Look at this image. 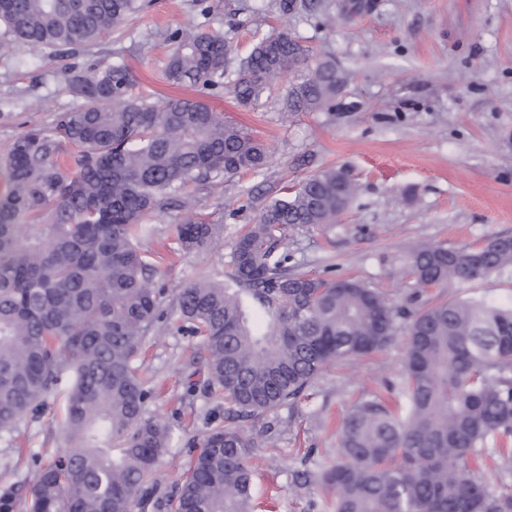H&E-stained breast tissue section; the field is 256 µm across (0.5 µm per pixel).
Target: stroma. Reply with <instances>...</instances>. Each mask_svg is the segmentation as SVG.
<instances>
[{
    "label": "stroma",
    "instance_id": "stroma-1",
    "mask_svg": "<svg viewBox=\"0 0 512 512\" xmlns=\"http://www.w3.org/2000/svg\"><path fill=\"white\" fill-rule=\"evenodd\" d=\"M142 0L143 8L97 45L79 50L78 66H124L135 92L200 97L251 129L267 144L260 172H242L188 187L194 211L219 233L205 252L165 256L159 283L176 291L232 271L233 244L265 206L286 198L312 175L343 171L355 185L335 223L289 231L281 248L288 268L318 279L352 278L393 306L413 311L435 300L512 297V279L453 281L420 288L405 273L409 248L434 244L478 247L512 236V0ZM222 32L230 56L285 32L310 54L334 60L347 82L326 109L282 118L292 81L283 75L261 103L238 105L227 71L220 90L168 85L164 69L177 28ZM51 50L17 54L0 47V160L28 126L50 125L77 107ZM139 360L151 390L147 411L170 429L167 453L154 475L157 490L174 494L210 429L228 423L224 401L212 395L200 337L191 335L173 299ZM381 351L326 366L295 405L247 420L257 443L254 512H325L315 485L297 484L336 457L343 415L376 392L399 399L405 362V319ZM63 392L42 402L18 435L0 432V489L25 497L46 462V449L68 446Z\"/></svg>",
    "mask_w": 512,
    "mask_h": 512
}]
</instances>
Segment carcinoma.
<instances>
[{"mask_svg":"<svg viewBox=\"0 0 512 512\" xmlns=\"http://www.w3.org/2000/svg\"><path fill=\"white\" fill-rule=\"evenodd\" d=\"M139 0H0V38L19 53L61 57L101 41ZM168 84L224 86L229 47L215 31L176 29ZM293 75L285 109H322L345 77L331 60L310 63L290 35L259 41L239 59L233 93L256 105ZM83 100L32 126L4 161L0 193V432L11 433L67 382L69 448L50 453L26 512H252V438L212 429L171 496L152 483L168 428L146 415L151 391L136 365L164 317L160 255L143 248L172 191L261 171L268 148L207 104L170 98L159 108L133 92L121 65L63 71ZM353 188L338 170L274 200L235 240L225 282L198 280L175 293L180 317L202 339L211 389L237 419L298 402L333 362L383 349L395 311L351 279L288 272L290 229L331 224ZM217 228L189 214L175 225L185 251ZM406 274L422 288L512 275V239L478 248L412 249ZM402 389L406 410L369 394L344 417L336 462L314 482L326 512H512L467 469L488 441L512 472V303L445 300L409 315Z\"/></svg>","mask_w":512,"mask_h":512,"instance_id":"obj_1","label":"carcinoma"}]
</instances>
